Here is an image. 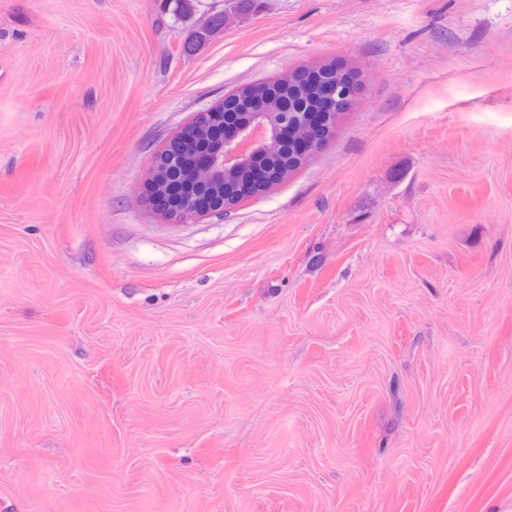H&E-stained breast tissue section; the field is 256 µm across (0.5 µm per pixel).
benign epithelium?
I'll use <instances>...</instances> for the list:
<instances>
[{
    "label": "benign epithelium",
    "mask_w": 512,
    "mask_h": 512,
    "mask_svg": "<svg viewBox=\"0 0 512 512\" xmlns=\"http://www.w3.org/2000/svg\"><path fill=\"white\" fill-rule=\"evenodd\" d=\"M254 118L247 124L235 123L232 129L224 134L218 145L205 155H199L190 147V143L198 141L197 129L216 123L221 128L226 122L222 112H199L182 131L172 139L161 153L152 157L149 164L146 195L148 199L162 202L158 212L165 218L184 222L205 215L229 214L234 206L224 204V200H213L200 194L183 200L180 196H169L165 188L156 186L162 172L167 169H179L189 176L190 183L202 188L217 181H224V173L238 167H251L254 180L237 189L239 200H244L263 190L270 189L274 182L272 172L257 166V158L281 143L285 130L293 132L296 138L297 154L308 162L317 152L311 130L326 127V133L336 128V98L330 95L323 110L316 113L302 109L290 113L273 114L267 109L253 112Z\"/></svg>",
    "instance_id": "1"
}]
</instances>
